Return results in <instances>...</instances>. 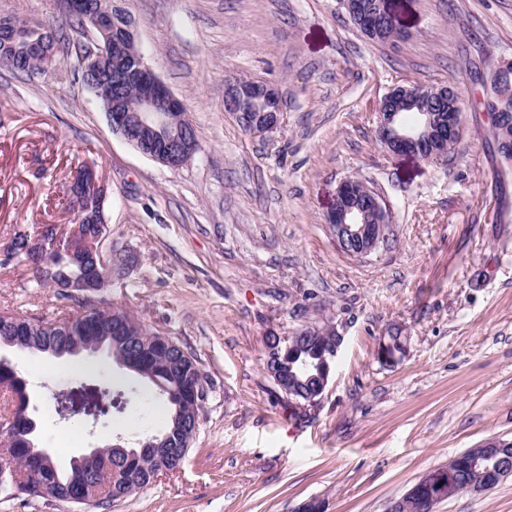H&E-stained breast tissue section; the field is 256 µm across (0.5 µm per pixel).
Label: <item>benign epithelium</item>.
Instances as JSON below:
<instances>
[{"mask_svg": "<svg viewBox=\"0 0 512 512\" xmlns=\"http://www.w3.org/2000/svg\"><path fill=\"white\" fill-rule=\"evenodd\" d=\"M58 11L79 12L87 19L86 29L94 34L93 41L86 46L80 59L84 75L99 76L112 73L120 79H129L135 85V100L129 101L121 91L112 94V103L106 112L112 132L122 138L133 149L148 155L160 164L171 169L183 166V158L194 157L198 151L192 126L187 118L183 102L174 95L155 71L148 65L141 51H132L138 45L137 24L128 18L124 26L112 24L110 14L102 9H94L88 0H55ZM342 6L354 23L363 30L373 29L379 17L394 21L386 7V0H376V9H371L364 0H342ZM512 71V63L500 65L493 76L491 98L502 95L504 76ZM421 97L416 84H403L392 88L377 103L378 125L376 134L379 142L389 153L412 154L426 160L443 163L448 159V144H458L463 139L464 127L461 113L421 111L416 125L400 128V115L397 103L413 101ZM224 110L233 113L245 129L255 135L264 136L281 127L282 109L277 90L262 81L235 78L226 82L224 90ZM496 128L493 138L501 163L512 164V140L501 135V127L509 124L506 114L494 113ZM363 180L357 175L342 179L336 190V200L328 215V228L338 248L356 260H364L385 245L394 236V225L389 220L390 208L385 196L374 190L372 197L362 198L358 193ZM70 197L77 217L92 211L103 212L107 199V188L95 171L86 167L73 181ZM93 265L82 268L81 287L83 300L91 304L99 292L100 282L107 271H112V239L106 233L87 245ZM266 341L274 345L269 350L270 369L268 373L279 391L288 396L290 403L307 410L317 406L323 399L332 378L336 357L340 351L342 337L335 333L312 364L318 378L315 392L306 401L296 398V381L289 377L288 367L295 355V338L292 336H270ZM103 343H88L76 349L51 348L44 343L31 346V351L62 356L83 351L101 350ZM406 349L393 348L388 338L380 339L377 348L378 361L386 364L400 361ZM28 399L18 405L19 414L10 420L13 424L26 426L23 444L27 450L30 465L20 469L13 464L12 449L0 448L4 457L0 470L8 471L14 478L22 480L39 496L50 497L65 502L81 504L96 503L99 493L91 485V476L83 467V462L93 456L102 455V449L92 448L74 458L73 471L65 485L48 482L44 474L53 466L52 452L39 448L35 442L36 422L26 410ZM141 447L150 448L159 459L169 463H181V449L178 440L169 432L140 441ZM512 447V440L494 439L480 445L469 464L496 454H502L494 467L485 473L484 481L470 485L472 494L489 491L512 476V459L504 452ZM433 478L425 486L414 484L405 494L390 505L389 512H403L408 506L416 505L417 512H431L433 506L457 494L454 475L445 466L431 469Z\"/></svg>", "mask_w": 512, "mask_h": 512, "instance_id": "benign-epithelium-1", "label": "benign epithelium"}]
</instances>
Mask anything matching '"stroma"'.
<instances>
[{"mask_svg": "<svg viewBox=\"0 0 512 512\" xmlns=\"http://www.w3.org/2000/svg\"><path fill=\"white\" fill-rule=\"evenodd\" d=\"M406 39L379 44L339 0H125L147 61L183 101L200 149L179 170L112 132L76 63L44 78L0 70V250L41 224L67 232L70 181L94 167L113 245L134 263L94 304L120 306L196 357L211 389L180 469L88 512H387L430 469L512 439V170L478 106L512 61V0H388ZM229 76L270 82L276 132L224 110ZM458 87L463 143L447 164L388 153L378 101L394 86ZM357 173L389 198L395 238L366 260L325 219ZM24 259L0 267V313L58 318ZM333 322L332 381L305 421L263 367L265 341ZM401 332L407 352L376 359ZM24 379L40 446L61 463L160 433L168 402L107 354L0 349ZM82 367L74 375V367ZM434 512H512V478ZM388 339L396 345V348H398V345L404 342L405 336H400V334L396 332L395 334L387 336V338L384 336L380 339L377 348V357L378 361L383 364L399 362L405 356L407 351L406 345L400 351L395 350Z\"/></svg>", "mask_w": 512, "mask_h": 512, "instance_id": "35a3bbf8", "label": "stroma"}]
</instances>
